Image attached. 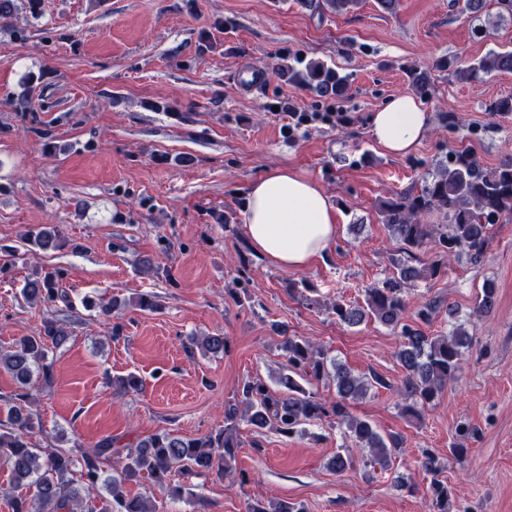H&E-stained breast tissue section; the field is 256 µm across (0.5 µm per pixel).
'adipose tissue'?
Segmentation results:
<instances>
[{
  "instance_id": "ef3b65f1",
  "label": "adipose tissue",
  "mask_w": 512,
  "mask_h": 512,
  "mask_svg": "<svg viewBox=\"0 0 512 512\" xmlns=\"http://www.w3.org/2000/svg\"><path fill=\"white\" fill-rule=\"evenodd\" d=\"M433 116L413 95L391 97L370 119V134L382 151L414 152L432 128ZM253 248L285 269L304 268L324 257L336 240V207L314 178L276 167L250 183L242 205Z\"/></svg>"
}]
</instances>
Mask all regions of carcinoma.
<instances>
[{
	"mask_svg": "<svg viewBox=\"0 0 512 512\" xmlns=\"http://www.w3.org/2000/svg\"><path fill=\"white\" fill-rule=\"evenodd\" d=\"M359 0H320L316 9L339 13L352 9ZM455 72L475 76L480 72H512V49L491 50L469 64L448 59ZM272 73L285 82L308 86L321 97L344 95L349 76L321 62L310 61L295 70L282 64L272 66ZM411 87L421 96L429 93L427 72L409 71ZM489 112L499 116L512 114V93L502 95L489 105ZM388 236L401 245L402 255L392 259L397 274L367 290L364 304L335 302L331 312L336 320L356 327L371 319L386 328L399 330L400 349L396 358L403 369L400 390L403 414L418 418L435 405L448 384L454 382L466 354L478 345L467 323L452 325L446 335L428 336L419 324H428L440 305L431 300L410 313L405 287L420 279H432L461 256L473 266L481 265L487 255L492 227L504 217L512 216V157L495 167H485L468 149L452 152L448 161L437 164L432 174L422 179L419 189L395 193L379 210ZM434 214L448 219V224H428ZM25 240L43 252L64 248L67 240L59 228L44 224L25 234ZM432 245L435 256L422 260L417 252ZM23 299L31 304L54 310L42 319L32 335L23 336L6 351H0V369L12 375L17 392L7 400L5 420L0 424V460L7 462L13 487L23 494L12 498L13 512H156L148 496L128 497L126 483L148 480L179 497L183 487L171 483L172 474L207 475L220 478L236 473L240 448L237 437L239 421L245 420L258 429L270 428L283 436L305 431L314 421H325L348 437L355 448L364 452L366 468L386 469L396 456L400 441L382 437L371 423L350 412V403L364 397L384 378L371 373L358 376L344 363L329 356L322 346L306 338L288 335L284 326L276 327L282 337L280 349L286 358L288 374L281 378L283 391L272 392L260 378L244 381L239 397L224 408V427L197 438H184L172 431L155 433L130 445L117 446L116 439L106 437L91 447L77 450L33 441L36 425L31 406L34 385L49 388L54 383V354L69 342L68 322L58 314L72 311L68 289L63 287V273L51 268L26 280L21 289ZM496 289L484 286L476 294L471 315L480 317L496 306ZM84 307L111 318L112 312L127 305L116 298L87 296ZM191 347L203 355L223 354L227 342L221 335L191 339ZM322 381L336 391V399L327 400L305 391L295 378ZM140 376L130 372L112 379V394L123 396L142 390ZM457 444L449 449L458 460L467 454L465 442L472 436L468 425L457 427ZM122 459L115 472L103 469L112 457ZM423 471L433 475L426 489L427 512H454L453 489L438 478L441 466L427 448L419 459ZM246 512H306L304 504L280 500L271 507L250 502Z\"/></svg>",
	"mask_w": 512,
	"mask_h": 512,
	"instance_id": "obj_1",
	"label": "carcinoma"
}]
</instances>
